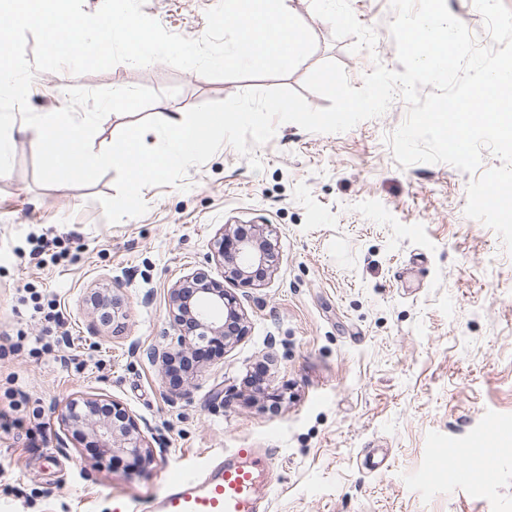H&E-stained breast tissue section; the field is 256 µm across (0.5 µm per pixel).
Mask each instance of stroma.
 <instances>
[{
  "label": "stroma",
  "mask_w": 512,
  "mask_h": 512,
  "mask_svg": "<svg viewBox=\"0 0 512 512\" xmlns=\"http://www.w3.org/2000/svg\"><path fill=\"white\" fill-rule=\"evenodd\" d=\"M218 0H146L167 31L197 39ZM315 38L313 52L282 77L212 79L164 63H120L83 75L36 74L30 108L54 112L72 87L145 86L165 92L171 113L249 89L305 90L320 64L342 65L361 88L374 62L400 70L390 0H350L376 31L373 51L351 52L311 0H288ZM176 95H168V88ZM394 98L381 116L343 133L282 123L255 147L253 171L231 145L189 167L180 186H149L145 214L107 223L100 198L116 171L87 186L40 185L33 130L15 120L13 167L0 181V333H46L34 305L59 304L66 342L37 357L0 359V407L22 394V427L0 430V512H112L113 498L143 502L167 477L203 469L234 448H272L270 512H512V251L465 213L471 174L446 163L401 166L386 142L404 121ZM227 224H265L277 249L257 288L228 284L249 334L172 398L149 353L171 329L168 291L201 270L218 279L212 242ZM108 284L123 316L91 336L84 298ZM280 394L237 397L260 362ZM73 394L103 395L135 414L153 461L78 449L54 409ZM496 421V458L471 452ZM45 427L35 439L26 430ZM386 464L367 470V452ZM441 456L431 466L433 456ZM467 482H448L449 464Z\"/></svg>",
  "instance_id": "35a3bbf8"
}]
</instances>
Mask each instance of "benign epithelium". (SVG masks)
<instances>
[{"instance_id":"1","label":"benign epithelium","mask_w":512,"mask_h":512,"mask_svg":"<svg viewBox=\"0 0 512 512\" xmlns=\"http://www.w3.org/2000/svg\"><path fill=\"white\" fill-rule=\"evenodd\" d=\"M214 259L223 266L224 278L244 287L261 286L274 269L275 245L266 226L224 225L213 242ZM86 303L92 310L103 304L121 308V300L109 288L91 289ZM168 317L173 331L171 342L162 351L152 353L161 376L172 387L193 377L199 365H190L197 356L196 341L208 342V359L224 356V350L248 335L247 318L236 296L224 289V283L203 272H194L177 280L169 292ZM63 429L87 448L101 453L132 458L135 468L152 460L153 449L137 418L115 399L76 395L57 410Z\"/></svg>"}]
</instances>
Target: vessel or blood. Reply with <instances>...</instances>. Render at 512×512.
Returning <instances> with one entry per match:
<instances>
[{"label":"vessel or blood","mask_w":512,"mask_h":512,"mask_svg":"<svg viewBox=\"0 0 512 512\" xmlns=\"http://www.w3.org/2000/svg\"><path fill=\"white\" fill-rule=\"evenodd\" d=\"M270 448H235L203 473L178 474L139 505L116 499L112 512H267Z\"/></svg>","instance_id":"1"}]
</instances>
